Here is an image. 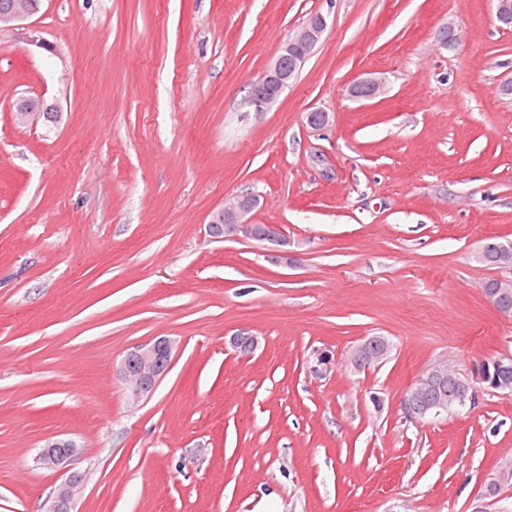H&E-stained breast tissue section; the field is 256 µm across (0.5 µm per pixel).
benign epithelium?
Wrapping results in <instances>:
<instances>
[{"mask_svg": "<svg viewBox=\"0 0 512 512\" xmlns=\"http://www.w3.org/2000/svg\"><path fill=\"white\" fill-rule=\"evenodd\" d=\"M37 11L33 0H14L11 11L0 16V26H9L15 22L32 16ZM326 29L323 16H315L308 24L288 39L282 46L279 57L268 68L263 77L255 85L250 104L256 112L277 100L288 89L298 76L314 47L320 42ZM293 56L288 71L281 69V60L285 56ZM259 199L255 195H238L224 202L208 224V232L215 235V228H221L220 238L255 237V224L251 214L258 206ZM261 241L273 246L272 255L278 263H288V239L279 235L277 225H267ZM231 343L242 355L251 354L258 346V338L242 333L231 339ZM173 343L167 337H157L153 341L138 345L124 358L121 372L126 381L132 398L138 399L150 392L172 362ZM453 377L448 366L438 364L424 372L405 392L402 407L411 419L437 417L441 414L458 410L472 403V396L463 397L454 405L433 393L442 383ZM80 455L77 444L65 438L47 441L39 450L37 462L43 468L64 475L63 482L58 486L50 500L46 501L45 512H75V491L82 481V473L75 469Z\"/></svg>", "mask_w": 512, "mask_h": 512, "instance_id": "benign-epithelium-1", "label": "benign epithelium"}]
</instances>
